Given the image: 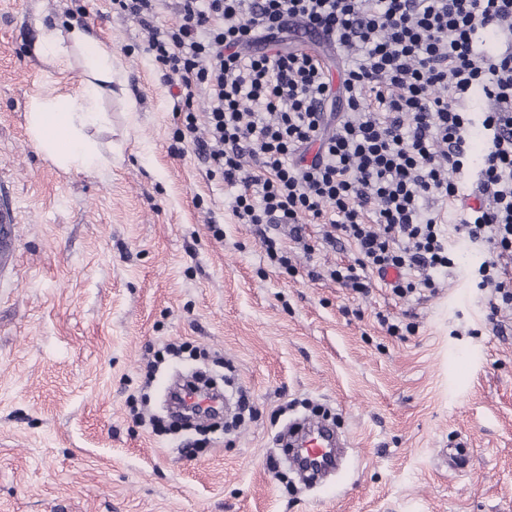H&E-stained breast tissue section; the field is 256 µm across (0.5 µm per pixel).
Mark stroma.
<instances>
[{"label":"stroma","mask_w":512,"mask_h":512,"mask_svg":"<svg viewBox=\"0 0 512 512\" xmlns=\"http://www.w3.org/2000/svg\"><path fill=\"white\" fill-rule=\"evenodd\" d=\"M78 22L112 52L111 125L94 138L112 165L85 174L37 149L27 112L68 93L77 56L37 55L46 25ZM142 24L111 0H0V193L20 213L15 265L0 269V512H512V322L496 330L461 255L435 293L369 294L330 269L350 248L287 241L296 268L270 265L236 223L233 187L177 119ZM221 237H214L212 225ZM386 314L416 325L389 335ZM220 357L252 412L234 431L174 439L135 426L127 397L170 343ZM327 407L349 440L331 482L289 485L277 446L289 420ZM464 445L465 472L438 453Z\"/></svg>","instance_id":"35a3bbf8"}]
</instances>
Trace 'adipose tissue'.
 Returning a JSON list of instances; mask_svg holds the SVG:
<instances>
[{"instance_id":"1","label":"adipose tissue","mask_w":512,"mask_h":512,"mask_svg":"<svg viewBox=\"0 0 512 512\" xmlns=\"http://www.w3.org/2000/svg\"><path fill=\"white\" fill-rule=\"evenodd\" d=\"M67 37L80 48L88 77L73 93L34 96L27 127L37 148L58 167L92 171L112 163L86 134L87 129L109 122L99 103L112 90V53L74 22L67 32L56 28L45 32L39 48L45 64L53 67L63 61L61 46Z\"/></svg>"}]
</instances>
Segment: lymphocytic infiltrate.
<instances>
[{
    "instance_id": "1",
    "label": "lymphocytic infiltrate",
    "mask_w": 512,
    "mask_h": 512,
    "mask_svg": "<svg viewBox=\"0 0 512 512\" xmlns=\"http://www.w3.org/2000/svg\"><path fill=\"white\" fill-rule=\"evenodd\" d=\"M176 11L148 50L183 91L176 140L234 187L238 223L286 224L299 242L325 220V244L355 248L330 277L365 294L393 270L402 298L454 269L449 240L483 244L474 284L487 319L512 314V0H178ZM299 28L340 56V90L318 55L284 49ZM248 40L259 47L246 54ZM339 97L344 111H327Z\"/></svg>"
}]
</instances>
